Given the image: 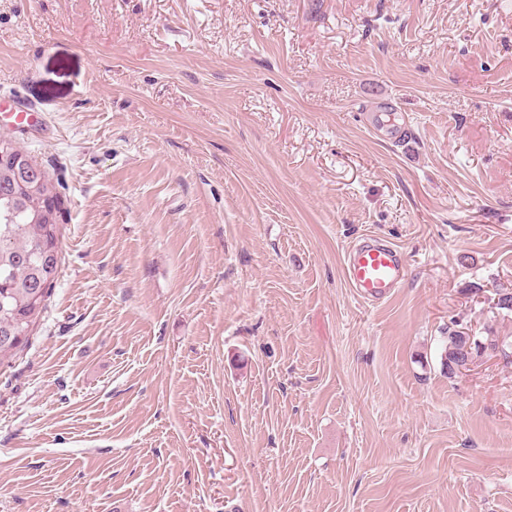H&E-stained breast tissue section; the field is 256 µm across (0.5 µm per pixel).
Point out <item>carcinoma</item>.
<instances>
[{
  "instance_id": "obj_1",
  "label": "carcinoma",
  "mask_w": 512,
  "mask_h": 512,
  "mask_svg": "<svg viewBox=\"0 0 512 512\" xmlns=\"http://www.w3.org/2000/svg\"><path fill=\"white\" fill-rule=\"evenodd\" d=\"M11 159H0V366L29 346L55 288L61 200L46 169L14 140ZM448 328L440 348L443 371L460 353Z\"/></svg>"
}]
</instances>
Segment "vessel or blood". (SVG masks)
I'll list each match as a JSON object with an SVG mask.
<instances>
[{"label": "vessel or blood", "mask_w": 512, "mask_h": 512, "mask_svg": "<svg viewBox=\"0 0 512 512\" xmlns=\"http://www.w3.org/2000/svg\"><path fill=\"white\" fill-rule=\"evenodd\" d=\"M344 264L351 287L360 298L370 302L387 300L405 279L404 253L373 235L361 237L346 254Z\"/></svg>", "instance_id": "obj_1"}]
</instances>
